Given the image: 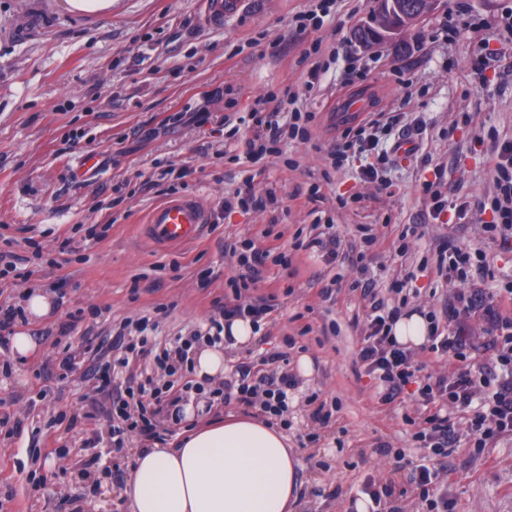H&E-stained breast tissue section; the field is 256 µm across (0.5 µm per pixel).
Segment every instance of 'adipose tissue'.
Masks as SVG:
<instances>
[{"mask_svg":"<svg viewBox=\"0 0 512 512\" xmlns=\"http://www.w3.org/2000/svg\"><path fill=\"white\" fill-rule=\"evenodd\" d=\"M224 335L233 348L255 338L250 320L240 318ZM225 347L196 351L199 380L223 377ZM299 465L282 430L231 415L188 431L179 447L138 449L125 490L129 512H296Z\"/></svg>","mask_w":512,"mask_h":512,"instance_id":"adipose-tissue-1","label":"adipose tissue"}]
</instances>
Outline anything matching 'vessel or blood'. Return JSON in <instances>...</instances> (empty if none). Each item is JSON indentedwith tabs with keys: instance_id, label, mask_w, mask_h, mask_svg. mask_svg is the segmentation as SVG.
<instances>
[{
	"instance_id": "1",
	"label": "vessel or blood",
	"mask_w": 512,
	"mask_h": 512,
	"mask_svg": "<svg viewBox=\"0 0 512 512\" xmlns=\"http://www.w3.org/2000/svg\"><path fill=\"white\" fill-rule=\"evenodd\" d=\"M237 0H203V15L213 26H221L233 14ZM208 217L203 203L192 197H179L154 208L143 225V235L154 245L177 247L198 238Z\"/></svg>"
}]
</instances>
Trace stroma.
Masks as SVG:
<instances>
[{
  "label": "stroma",
  "instance_id": "obj_1",
  "mask_svg": "<svg viewBox=\"0 0 512 512\" xmlns=\"http://www.w3.org/2000/svg\"><path fill=\"white\" fill-rule=\"evenodd\" d=\"M309 0H243L223 26L207 23L198 0H112L108 14L73 13L65 0H0V248L29 259L26 280L0 279V306L25 305L27 292L51 301L23 333L38 347L26 358L0 349V512H127L124 491L139 440L113 448L105 396L51 372L61 353L46 329L67 313L97 308L69 336L109 335L156 322L157 340L205 327L225 280L238 273L229 244L253 240L267 251L262 279L247 300H272L254 342L227 350L228 366L295 337L291 369L312 370L288 392L284 431L298 449V512H354L367 481L406 483L424 454L401 413L377 402V387L358 361L363 304L347 282V264L310 250L292 251L320 225L334 223L346 245L359 226L380 239L364 261L377 287L412 275L406 312L440 310L456 284L437 281L427 261L442 238L486 255L489 272L471 282L492 288L512 277V253L482 231L491 219L479 203L495 192L492 150L512 140V47L497 21L512 0H437L403 41L364 47L356 29L376 0H335L316 30L292 17ZM470 25L449 26L457 13ZM321 41L328 70L307 88L303 53ZM498 50L493 68L472 62ZM293 87L316 112L309 142H289L282 156L247 155L250 114L258 98ZM348 92L367 110L405 115L414 149L386 154L389 188L364 179L363 156L330 171L336 135L326 103ZM92 165H82L85 155ZM464 204L462 216L435 214L425 182ZM318 195H311L312 186ZM274 190L282 206L224 209L237 191ZM194 196L210 221L196 241L158 248L142 235L148 211L169 198ZM347 206H340L339 197ZM104 233L90 236L92 225ZM407 250H395L398 237ZM291 250L292 263L276 258ZM332 295H322L325 284ZM333 405L334 422L313 419L311 394ZM96 457L93 469L83 463ZM453 512H512V439L489 448H457L444 461Z\"/></svg>",
  "mask_w": 512,
  "mask_h": 512
}]
</instances>
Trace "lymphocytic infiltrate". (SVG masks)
<instances>
[{
  "label": "lymphocytic infiltrate",
  "mask_w": 512,
  "mask_h": 512,
  "mask_svg": "<svg viewBox=\"0 0 512 512\" xmlns=\"http://www.w3.org/2000/svg\"><path fill=\"white\" fill-rule=\"evenodd\" d=\"M252 135L248 140L251 154L277 153L281 140L309 139V127L315 113L301 110L294 91H285L280 104L267 108L258 101L251 114ZM399 122L395 112H380L353 128L343 130L328 151L332 169L344 167L354 147L375 148L380 136L391 135ZM495 194L487 205L495 217L484 231L501 246L512 251V142L505 141L493 149ZM484 254H473L454 241L442 240L436 248L434 271L438 279L447 282L468 280L475 262L484 261ZM263 253L253 241H246L238 252V262L245 274L229 277L226 285L231 296L214 301L206 331H194L172 337L160 347H149L154 364L168 374L189 360L192 346L199 341L222 343L225 322L235 318L250 319L260 324L271 311L265 302L241 304L242 292L261 279ZM350 288L358 292L365 308V334L357 358L367 376L376 381L378 401L396 407L412 399L417 408L406 421L415 426L413 438L427 449L425 463L411 471L406 490L427 505L426 512H450L448 494L439 485L438 462L449 450L457 448V420H464L475 447L484 448L500 438L512 436V316L503 314V307H512V280L497 288L495 293L474 288L459 292L441 311H429L425 318L428 336L425 347L440 359L452 361V373H438L415 359L409 348L399 345L391 335L393 324L402 309L389 306L381 289L362 277L355 278ZM481 313L490 327L487 348L493 353L490 362L475 364L476 346L460 326L461 317ZM293 338H285L284 347L265 354L259 360L236 365L233 375L224 383L225 401H236L241 407L260 413L278 415L285 406L286 391L297 385L295 374L288 370L287 350ZM102 344L87 340L83 351L63 347L58 363L59 379L81 374L85 382L95 383L98 391L108 390L107 366L89 365L86 355L100 354ZM111 394L114 412L110 439L123 446L130 437L148 445L162 444L166 436L150 420L136 421L130 415V403L122 392Z\"/></svg>",
  "instance_id": "obj_1"
}]
</instances>
